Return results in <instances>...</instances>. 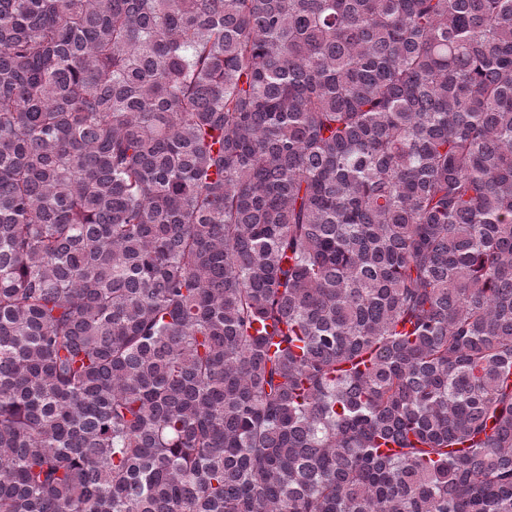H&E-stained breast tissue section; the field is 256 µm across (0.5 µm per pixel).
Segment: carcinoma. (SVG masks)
Masks as SVG:
<instances>
[{"label":"carcinoma","mask_w":512,"mask_h":512,"mask_svg":"<svg viewBox=\"0 0 512 512\" xmlns=\"http://www.w3.org/2000/svg\"><path fill=\"white\" fill-rule=\"evenodd\" d=\"M0 512H512V0H0Z\"/></svg>","instance_id":"obj_1"}]
</instances>
